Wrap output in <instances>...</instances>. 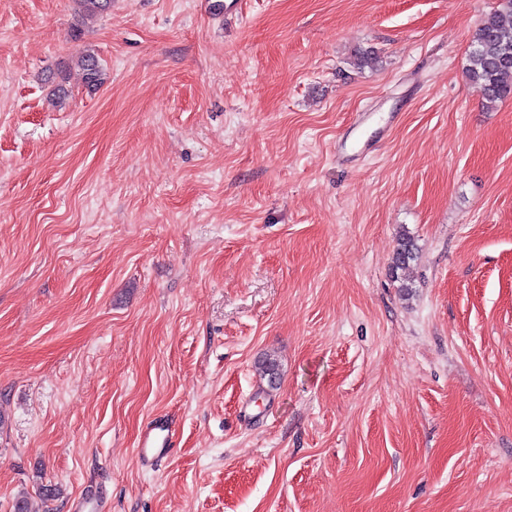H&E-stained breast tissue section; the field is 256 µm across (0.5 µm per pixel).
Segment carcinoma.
<instances>
[{"label": "carcinoma", "instance_id": "cac0c4a2", "mask_svg": "<svg viewBox=\"0 0 512 512\" xmlns=\"http://www.w3.org/2000/svg\"><path fill=\"white\" fill-rule=\"evenodd\" d=\"M79 21L93 19L106 12L112 0H73ZM85 85L95 90L102 83V68L98 57L84 51L72 59ZM466 77L488 108L512 94V0H500L498 8L473 34ZM417 246L408 235L400 237L393 254L392 268L403 271L416 258ZM259 369L268 385H278L279 365L266 357L259 361Z\"/></svg>", "mask_w": 512, "mask_h": 512}]
</instances>
